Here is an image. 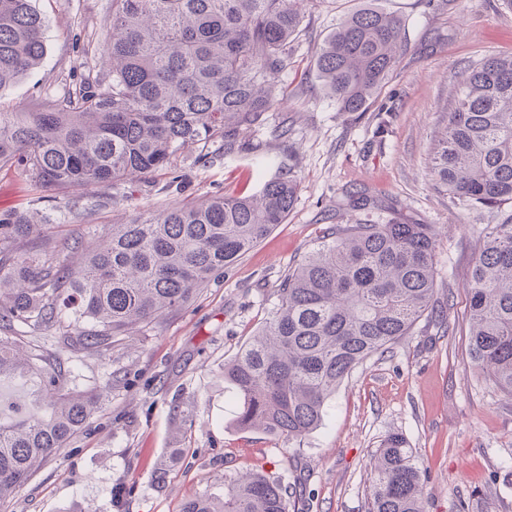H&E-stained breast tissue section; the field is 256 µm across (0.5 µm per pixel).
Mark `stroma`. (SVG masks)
Masks as SVG:
<instances>
[{"label":"stroma","instance_id":"stroma-1","mask_svg":"<svg viewBox=\"0 0 512 512\" xmlns=\"http://www.w3.org/2000/svg\"><path fill=\"white\" fill-rule=\"evenodd\" d=\"M369 0H310L285 101L251 129L274 165L223 153L212 163L181 150L140 191L101 205L103 190H42L19 165L0 168V212L48 216L58 242L107 238L171 205L256 192L277 167L299 181L286 223L183 308L70 363L78 389L105 401L80 433L0 512H180L193 495L259 468L292 490L289 512H367L372 453L404 437L424 474L426 512H512V396L467 355V275L489 213H472L434 186L431 149L446 124L461 72L512 55V0H385L402 18L400 61L366 111L341 112L316 71V54L346 14ZM46 53L29 77L0 90V112H25L101 78L112 0H35ZM181 176L183 190L172 187ZM434 225L442 322L422 319L390 352L357 366L329 399L321 423L298 441L235 426L224 364L269 318L288 270L333 224ZM43 406L37 378L0 380V423Z\"/></svg>","mask_w":512,"mask_h":512}]
</instances>
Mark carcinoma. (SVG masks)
<instances>
[{"instance_id":"cac0c4a2","label":"carcinoma","mask_w":512,"mask_h":512,"mask_svg":"<svg viewBox=\"0 0 512 512\" xmlns=\"http://www.w3.org/2000/svg\"><path fill=\"white\" fill-rule=\"evenodd\" d=\"M306 0H112L104 80L28 112H0V165L18 164L36 185L72 192L112 188L166 169L183 148L221 139L224 154L264 158L246 133L282 100L280 74L304 21ZM35 0H0V89L34 72L45 55ZM404 47L402 19L382 0L346 16L316 57L340 112H363ZM433 173L468 210L494 225L467 282L472 365L512 395V56L474 65L434 154ZM291 173L252 194L177 204L100 242L61 245L47 225L0 213V378L37 374L43 414L0 424V502L83 432L101 400L79 390L63 355L99 356L114 339L186 305L288 218ZM42 247L25 249L32 238ZM82 254L74 267L60 259ZM436 239L430 224H336L281 281L261 331L224 364L242 430L298 440L322 420L336 388L366 359L438 311ZM56 327V350L35 343ZM368 512H425L415 452L389 436L370 460ZM288 487L249 470L224 495L186 499L181 512H288Z\"/></svg>"}]
</instances>
